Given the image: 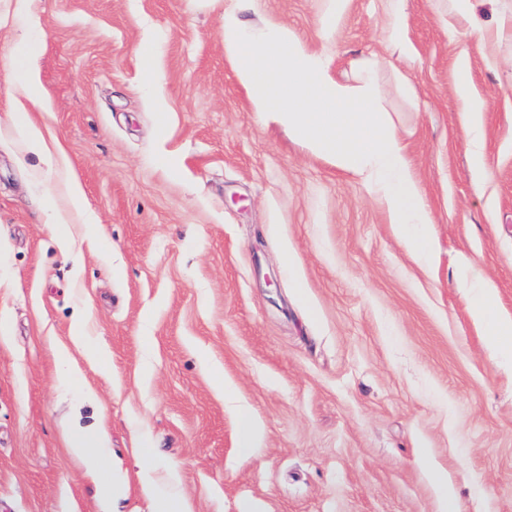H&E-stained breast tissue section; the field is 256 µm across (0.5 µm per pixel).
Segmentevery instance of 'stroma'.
I'll list each match as a JSON object with an SVG mask.
<instances>
[{
    "label": "stroma",
    "mask_w": 512,
    "mask_h": 512,
    "mask_svg": "<svg viewBox=\"0 0 512 512\" xmlns=\"http://www.w3.org/2000/svg\"><path fill=\"white\" fill-rule=\"evenodd\" d=\"M329 5L0 0V512H154L145 457L191 512H443L424 454L456 512H512V357L463 284L474 268L512 320V0H404L411 53L377 73L433 218L425 257L362 179L253 111L224 50L225 14L271 20L357 85L391 0H348L335 38ZM31 80L57 167L10 122ZM100 427L109 498L67 446ZM456 94L460 101L461 112H466L470 116L466 126L472 134L471 148L475 159L480 157V133L482 130L481 113L484 112L483 103L478 100L470 88L469 81L465 77V71L460 68L456 79ZM260 428L250 417L245 416L241 419L239 430V448L244 453H252L257 448L260 440Z\"/></svg>",
    "instance_id": "1"
}]
</instances>
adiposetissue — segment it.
<instances>
[{"mask_svg": "<svg viewBox=\"0 0 512 512\" xmlns=\"http://www.w3.org/2000/svg\"><path fill=\"white\" fill-rule=\"evenodd\" d=\"M224 48L254 111L360 177L390 223L405 230L409 244L420 252L430 248L432 219L422 189L398 130L380 104L375 74L382 59H374L358 86L349 88L334 79L322 55L286 26L269 23L256 32L233 14L224 18ZM464 285L471 290L472 312L493 353L512 354V322L499 317L488 283L474 273ZM67 444L94 474L105 470V430L71 434Z\"/></svg>", "mask_w": 512, "mask_h": 512, "instance_id": "adipose-tissue-1", "label": "adipose tissue"}]
</instances>
